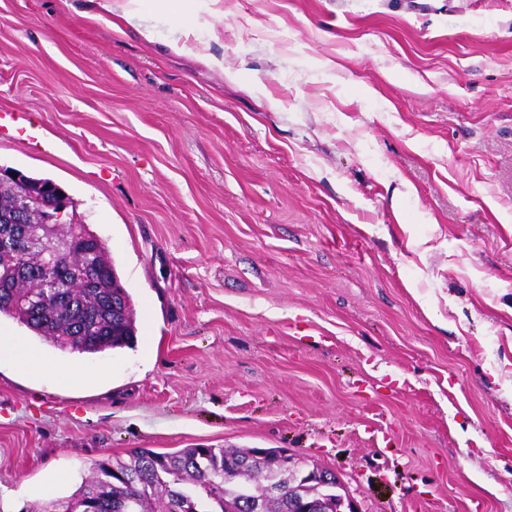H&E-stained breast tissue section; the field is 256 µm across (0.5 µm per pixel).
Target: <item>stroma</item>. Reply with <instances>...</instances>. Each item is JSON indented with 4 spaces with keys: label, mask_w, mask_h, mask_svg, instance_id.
<instances>
[{
    "label": "stroma",
    "mask_w": 512,
    "mask_h": 512,
    "mask_svg": "<svg viewBox=\"0 0 512 512\" xmlns=\"http://www.w3.org/2000/svg\"><path fill=\"white\" fill-rule=\"evenodd\" d=\"M87 8L0 0V110L49 144L0 167L73 198L135 338L31 336L92 389L0 364V512L195 446L290 449L360 512H512V0H200L217 39L158 46Z\"/></svg>",
    "instance_id": "obj_1"
}]
</instances>
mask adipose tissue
<instances>
[{"label":"adipose tissue","mask_w":512,"mask_h":512,"mask_svg":"<svg viewBox=\"0 0 512 512\" xmlns=\"http://www.w3.org/2000/svg\"><path fill=\"white\" fill-rule=\"evenodd\" d=\"M90 9L87 18L94 20L108 19L110 25L141 18L138 26L139 35L148 42L156 40L155 19L164 15L174 23L188 22L191 27H206V20L199 13L198 0H152L144 4L143 0H89ZM8 359L21 370L38 373L54 372L65 381L81 385H94L100 378L99 372L75 369H54L45 358L25 340L15 336H0V360Z\"/></svg>","instance_id":"ef3b65f1"}]
</instances>
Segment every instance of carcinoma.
Returning a JSON list of instances; mask_svg holds the SVG:
<instances>
[{"label": "carcinoma", "instance_id": "obj_1", "mask_svg": "<svg viewBox=\"0 0 512 512\" xmlns=\"http://www.w3.org/2000/svg\"><path fill=\"white\" fill-rule=\"evenodd\" d=\"M29 189L69 198L48 178H26ZM23 224L11 185L0 186V233ZM82 243L83 267L69 276L56 269L65 256L20 257L16 278L29 281L41 298L42 317L30 323L15 305L13 288H0V314L26 326L62 350L97 354L127 345L134 336L129 293L119 283L105 243L93 232ZM224 448H181L156 452L138 448L128 458L107 457L90 465L91 476L68 497L48 501L42 512H253L263 488L249 475L242 487L224 480Z\"/></svg>", "mask_w": 512, "mask_h": 512}]
</instances>
